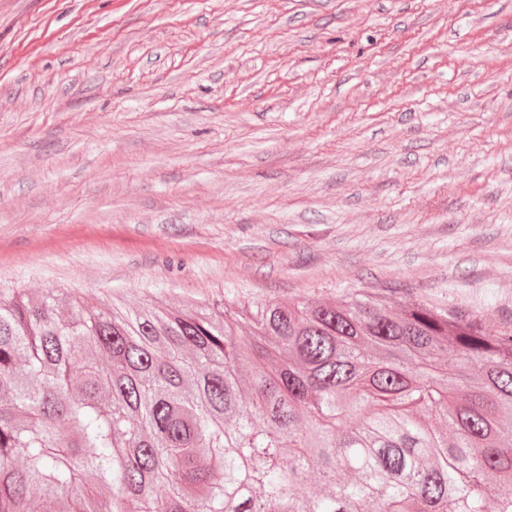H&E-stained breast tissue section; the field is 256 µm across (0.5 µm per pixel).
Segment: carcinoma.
<instances>
[{
	"instance_id": "carcinoma-1",
	"label": "carcinoma",
	"mask_w": 512,
	"mask_h": 512,
	"mask_svg": "<svg viewBox=\"0 0 512 512\" xmlns=\"http://www.w3.org/2000/svg\"><path fill=\"white\" fill-rule=\"evenodd\" d=\"M34 487L42 512H512V328L360 290H0V512Z\"/></svg>"
}]
</instances>
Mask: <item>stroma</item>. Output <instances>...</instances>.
<instances>
[{
    "instance_id": "stroma-1",
    "label": "stroma",
    "mask_w": 512,
    "mask_h": 512,
    "mask_svg": "<svg viewBox=\"0 0 512 512\" xmlns=\"http://www.w3.org/2000/svg\"><path fill=\"white\" fill-rule=\"evenodd\" d=\"M7 288L511 323L512 0H0Z\"/></svg>"
}]
</instances>
